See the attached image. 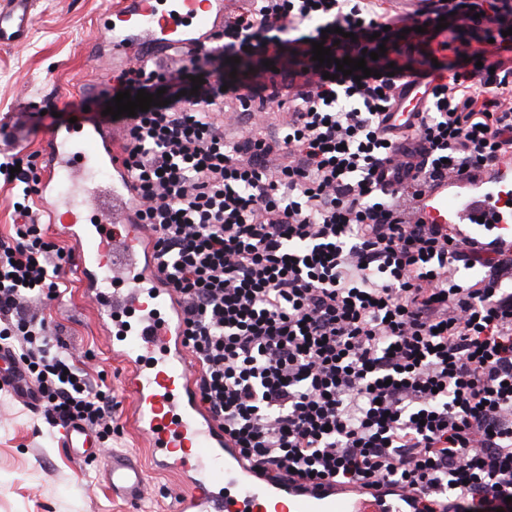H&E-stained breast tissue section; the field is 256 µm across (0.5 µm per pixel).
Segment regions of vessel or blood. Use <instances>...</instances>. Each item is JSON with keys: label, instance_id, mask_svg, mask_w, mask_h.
<instances>
[{"label": "vessel or blood", "instance_id": "1", "mask_svg": "<svg viewBox=\"0 0 512 512\" xmlns=\"http://www.w3.org/2000/svg\"><path fill=\"white\" fill-rule=\"evenodd\" d=\"M214 0H121L113 10L112 42L117 51L140 56L143 44L185 46L209 30ZM35 20L34 0H0V46L25 42ZM425 86L409 78L387 126L416 122L426 101ZM112 173L110 186L97 175ZM512 171L495 166L490 175L449 176L424 190L408 210L413 222L455 225L461 238L473 236L478 222L512 226V208L498 197ZM132 181L118 157L115 139L105 129L65 127L47 144L42 203L53 231L73 244L72 272L94 293L100 315L118 336L114 350L128 366L127 389L135 407L132 422L149 438L156 465L191 473L192 481L176 512H408L399 499L364 496L361 489L275 483L244 464L223 431L202 408L194 370L177 334L176 296L150 271L153 240L134 221ZM139 313L137 329L125 328L127 310ZM0 382L18 398L37 406L39 395L0 350ZM60 440L76 459H102L103 479L113 495L130 504L147 491L145 467L131 454L101 453L93 432L66 424Z\"/></svg>", "mask_w": 512, "mask_h": 512}]
</instances>
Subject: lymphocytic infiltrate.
I'll return each mask as SVG.
<instances>
[{
  "label": "lymphocytic infiltrate",
  "mask_w": 512,
  "mask_h": 512,
  "mask_svg": "<svg viewBox=\"0 0 512 512\" xmlns=\"http://www.w3.org/2000/svg\"><path fill=\"white\" fill-rule=\"evenodd\" d=\"M389 23L381 0H254L182 67L136 64L104 100L163 92L119 125L154 267L182 305L200 398L240 454L274 478L386 485L415 512H502L512 497V266L440 224H412L380 167L425 188L512 155V0H425ZM460 45L449 48L437 26ZM373 69L354 80L313 59ZM453 50L447 68L434 64ZM239 57L235 72L227 60ZM288 63L262 82L267 63ZM201 77L194 86L193 77ZM430 79L416 124L386 128L408 77ZM284 107L277 136L229 141L213 108ZM283 151L288 160L270 167ZM22 192L0 237V345L20 347L49 421L106 439L115 405L31 308L53 300L72 250L30 223L39 178L0 161ZM488 269L469 285L458 263Z\"/></svg>",
  "instance_id": "lymphocytic-infiltrate-1"
}]
</instances>
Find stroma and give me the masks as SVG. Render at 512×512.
Returning <instances> with one entry per match:
<instances>
[{"label":"stroma","mask_w":512,"mask_h":512,"mask_svg":"<svg viewBox=\"0 0 512 512\" xmlns=\"http://www.w3.org/2000/svg\"><path fill=\"white\" fill-rule=\"evenodd\" d=\"M114 0H36L29 40L0 47V118L27 112L21 157L44 166L48 134L68 125L89 104L91 85L106 86L116 59L105 27ZM55 300L35 304L51 332L79 355L78 365L116 405L111 449L136 455L150 470L139 507L113 497L101 462L80 463L59 441L43 407L0 389V512H175L184 477L154 468L151 451L130 422L134 403L124 390L126 367L112 354L95 305L71 272H63Z\"/></svg>","instance_id":"35a3bbf8"}]
</instances>
